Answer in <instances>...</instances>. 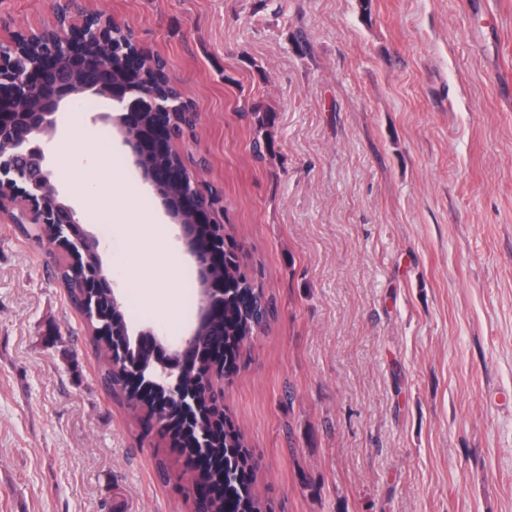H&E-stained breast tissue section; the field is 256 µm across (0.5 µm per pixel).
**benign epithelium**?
<instances>
[{"mask_svg":"<svg viewBox=\"0 0 512 512\" xmlns=\"http://www.w3.org/2000/svg\"><path fill=\"white\" fill-rule=\"evenodd\" d=\"M112 29V21L100 13L88 14L78 24L67 16L47 31L60 53L40 55L21 70L16 59L26 51L22 39L0 47V211L10 213L15 224L57 228L70 238L55 243L61 252L73 256L79 249L93 255L94 271L81 279L80 287L107 289L112 309L120 310L122 296L103 264L100 243L52 181L45 150L55 135L62 105L85 95L112 102V111L96 112L91 121L116 129L122 144L130 148L132 165L160 199L176 227V240L193 259L199 284L195 322L178 342L129 326L126 335L131 339L149 336L165 352L164 359L154 360L153 371L170 393L157 410L164 416L178 413L190 418L197 405L180 384L190 369L185 355L195 353L200 361H216L214 353L224 343V301L235 294L224 287V278L212 275L213 268L224 262L223 245L200 236L201 228L216 224L212 214L223 205L188 169L161 163L177 153L172 119L188 101L169 92L172 84L163 72L144 86L115 77L106 62Z\"/></svg>","mask_w":512,"mask_h":512,"instance_id":"7a95c632","label":"benign epithelium"}]
</instances>
